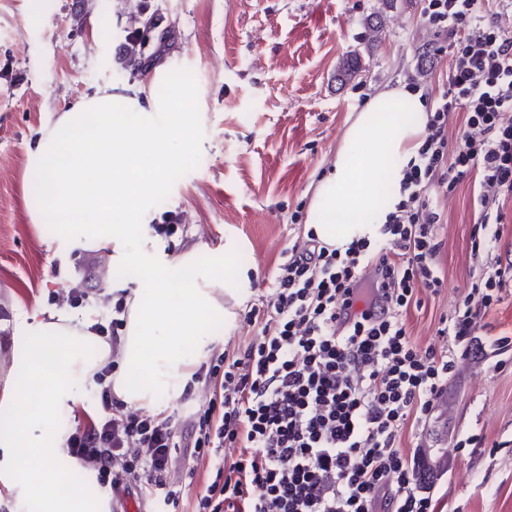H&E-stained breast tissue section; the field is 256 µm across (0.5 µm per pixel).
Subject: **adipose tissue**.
Masks as SVG:
<instances>
[{
  "label": "adipose tissue",
  "mask_w": 512,
  "mask_h": 512,
  "mask_svg": "<svg viewBox=\"0 0 512 512\" xmlns=\"http://www.w3.org/2000/svg\"><path fill=\"white\" fill-rule=\"evenodd\" d=\"M187 96L158 99L154 87L106 85L86 95L43 132L29 154L41 190L40 212L59 240L107 250L110 265L138 264L145 275L125 296V324L116 344L94 331L95 311L29 312L11 308L13 363L0 388V411L11 428L0 455L22 496L38 512H97V504L65 485L55 468L63 440L48 421L76 405L110 356L118 365L112 392L125 404L160 411L157 391L180 394L189 375L186 348L206 356L214 322L235 326L249 280L195 248L167 257L135 221L194 135ZM427 121L419 93L405 86L378 91L356 115L330 173L316 188L306 224L326 246L343 249L374 233L389 204L380 202L389 160L415 154Z\"/></svg>",
  "instance_id": "obj_1"
}]
</instances>
